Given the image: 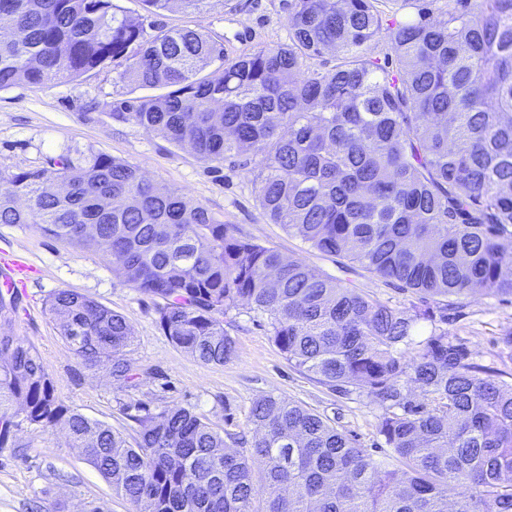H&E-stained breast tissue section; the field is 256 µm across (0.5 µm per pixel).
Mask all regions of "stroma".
<instances>
[{"label": "stroma", "mask_w": 512, "mask_h": 512, "mask_svg": "<svg viewBox=\"0 0 512 512\" xmlns=\"http://www.w3.org/2000/svg\"><path fill=\"white\" fill-rule=\"evenodd\" d=\"M115 2L130 17L150 18L148 34L196 30L222 44L229 60L288 40V0H206L198 10L175 5L152 17L141 0ZM137 94L109 67L74 80L24 83L0 91V171L40 168L47 157L65 149L75 158L93 151L124 160L157 186L181 190L219 220L235 225L242 236L284 258L303 260L315 274L336 278L392 307L424 302L446 308L449 336L468 347L474 362L499 371L512 384V352L501 343L512 334V302L479 291L451 303L443 297L425 300L358 264L312 249L263 215L252 172L229 164L208 167L189 148L110 118L111 103ZM2 251L22 263L18 277L23 284L17 289V314L0 329L37 349L59 400L112 425L127 443L137 438L132 405L153 414L180 405L205 417L216 430L235 434L245 430L252 402L272 394L320 414L373 455L383 453L384 439L376 429L379 407L362 389L334 391L295 368L273 344L266 318L248 307L224 317V327L236 341L235 357L207 365L169 342L157 323L154 298L123 285L101 253L69 247L34 224H0ZM60 289L88 295L126 318L134 337L128 357L139 375L136 386L119 385L105 369L82 365L45 308L49 295ZM18 442V447L0 448V512H92L96 507L132 512L82 450L72 447L62 428L24 431Z\"/></svg>", "instance_id": "stroma-1"}]
</instances>
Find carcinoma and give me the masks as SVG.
<instances>
[{"label": "carcinoma", "instance_id": "cac0c4a2", "mask_svg": "<svg viewBox=\"0 0 512 512\" xmlns=\"http://www.w3.org/2000/svg\"><path fill=\"white\" fill-rule=\"evenodd\" d=\"M205 2L142 0L150 14ZM384 2L291 0L288 42L226 61L199 31L146 37L113 0H0V30L11 32L0 90L121 67L122 80L166 92L117 100L112 118L205 164L258 171L263 214L312 248L424 296L512 297V0H448L434 19L419 6L388 24ZM382 34L392 54L381 63L363 47ZM327 50L336 64L311 68ZM2 182L0 224L118 257L116 277L159 299L163 334L202 363L236 355L226 312L246 304L267 316L289 363L333 390L364 386L386 450L375 458L271 395L252 403L249 440L167 406L133 416L132 447L62 404L35 348L1 330L0 448L16 447L25 426L62 425L133 512H448L450 495L453 512H512V385L475 363L432 308L391 307L316 275L102 153L66 150L0 172ZM18 302L0 291V326ZM48 308L82 364L133 385L124 316L69 290ZM421 321L434 328L416 344Z\"/></svg>", "mask_w": 512, "mask_h": 512}]
</instances>
